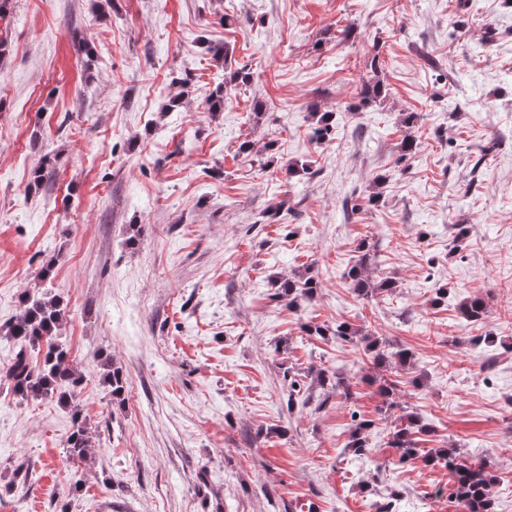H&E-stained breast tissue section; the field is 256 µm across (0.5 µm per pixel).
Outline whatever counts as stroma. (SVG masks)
Listing matches in <instances>:
<instances>
[{"instance_id":"stroma-1","label":"stroma","mask_w":512,"mask_h":512,"mask_svg":"<svg viewBox=\"0 0 512 512\" xmlns=\"http://www.w3.org/2000/svg\"><path fill=\"white\" fill-rule=\"evenodd\" d=\"M0 42V328L25 291L61 297L91 436L71 463V411L15 395L0 339V512H370L394 490L398 512H460L433 448L487 463L512 512V0H8ZM240 67L250 84L209 112ZM371 78L387 95L358 108ZM313 107L332 140H311ZM364 242L392 292L351 288ZM305 270L317 292L288 308L270 278ZM476 293L472 324L457 306ZM339 322L411 352L395 407L357 348L306 331ZM290 374L327 403L287 408ZM355 410L376 422L360 467ZM411 411L432 432L404 463L388 433ZM98 361L103 368L102 380L109 388L113 402H123L125 394V382L121 367L117 366L111 358L99 356ZM314 381H316L317 385L323 390L331 389L336 392L338 391L340 394H343L347 400L353 398L350 384L345 381L344 377L336 372L330 373L325 369H319L314 374Z\"/></svg>"}]
</instances>
